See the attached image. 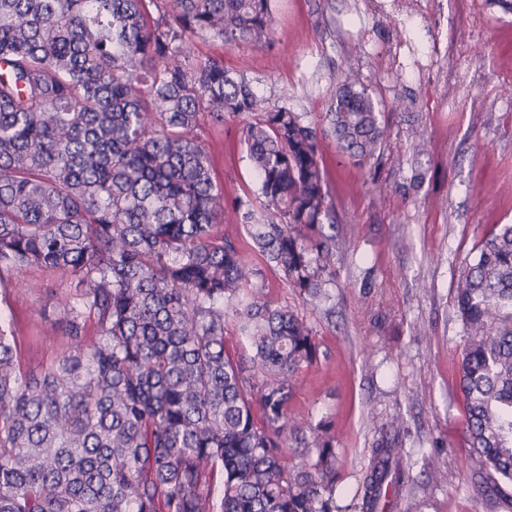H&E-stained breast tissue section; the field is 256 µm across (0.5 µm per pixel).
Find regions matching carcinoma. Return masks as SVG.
Instances as JSON below:
<instances>
[{
    "instance_id": "cac0c4a2",
    "label": "carcinoma",
    "mask_w": 512,
    "mask_h": 512,
    "mask_svg": "<svg viewBox=\"0 0 512 512\" xmlns=\"http://www.w3.org/2000/svg\"><path fill=\"white\" fill-rule=\"evenodd\" d=\"M271 35L270 0H0V303L30 269L76 280L45 364L22 362L0 316V512H337L327 424L289 410L319 345L219 231L198 131L242 119L260 207L238 199L236 223L314 299L336 247L320 140L367 162L403 104L349 68L319 124L192 52ZM455 309L467 447L494 496L512 485V224L462 272ZM229 319L250 354L226 352ZM406 479L396 423L361 512Z\"/></svg>"
}]
</instances>
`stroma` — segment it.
<instances>
[{
	"instance_id": "stroma-1",
	"label": "stroma",
	"mask_w": 512,
	"mask_h": 512,
	"mask_svg": "<svg viewBox=\"0 0 512 512\" xmlns=\"http://www.w3.org/2000/svg\"><path fill=\"white\" fill-rule=\"evenodd\" d=\"M272 16L271 45L199 43L194 51L223 56L271 103L312 120L348 68L374 98L406 104L387 113L377 159L360 164L334 139L321 142L336 224L323 300L297 296L224 217L222 231L262 267L269 297L303 317L319 344L290 409L332 427L341 512H359L370 450L395 420L404 424L409 480L387 512H512L511 486L497 496L477 491L453 302L482 239L512 224V10L499 0H272ZM204 139L227 203L256 197L238 122ZM25 277L40 291L16 290L10 309L19 354L37 365L61 345L30 338L72 278L37 269Z\"/></svg>"
}]
</instances>
